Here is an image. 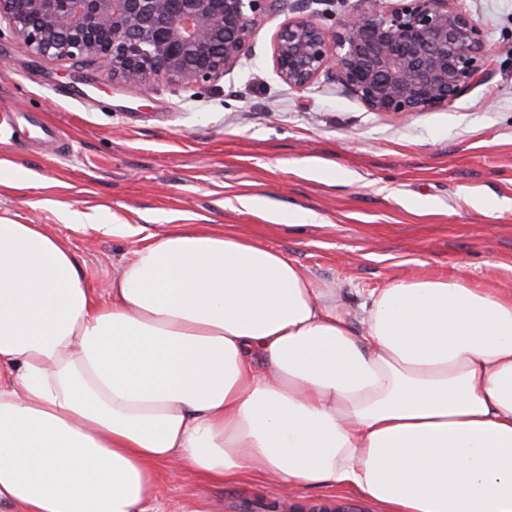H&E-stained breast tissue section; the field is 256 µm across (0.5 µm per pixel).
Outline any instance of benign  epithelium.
Listing matches in <instances>:
<instances>
[{
    "mask_svg": "<svg viewBox=\"0 0 512 512\" xmlns=\"http://www.w3.org/2000/svg\"><path fill=\"white\" fill-rule=\"evenodd\" d=\"M336 28L288 16L290 0H0V19L35 55L96 65L149 87L214 83L252 55L262 18L286 15L272 43L280 80L304 89L334 75L371 112H434L480 77L491 54L450 0H361Z\"/></svg>",
    "mask_w": 512,
    "mask_h": 512,
    "instance_id": "benign-epithelium-1",
    "label": "benign epithelium"
}]
</instances>
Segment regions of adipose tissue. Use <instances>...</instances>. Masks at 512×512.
<instances>
[{
    "mask_svg": "<svg viewBox=\"0 0 512 512\" xmlns=\"http://www.w3.org/2000/svg\"><path fill=\"white\" fill-rule=\"evenodd\" d=\"M361 323L232 232L140 247L102 300L42 225L0 219V512H147L161 465L512 512V296L403 279Z\"/></svg>",
    "mask_w": 512,
    "mask_h": 512,
    "instance_id": "adipose-tissue-1",
    "label": "adipose tissue"
}]
</instances>
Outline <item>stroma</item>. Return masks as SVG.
I'll list each match as a JSON object with an SVG mask.
<instances>
[{
  "label": "stroma",
  "mask_w": 512,
  "mask_h": 512,
  "mask_svg": "<svg viewBox=\"0 0 512 512\" xmlns=\"http://www.w3.org/2000/svg\"><path fill=\"white\" fill-rule=\"evenodd\" d=\"M481 27L491 59L447 107L409 116L368 109L319 77L292 89L273 70L282 16L258 25L251 59L224 80L150 90L96 66L32 54L0 28V217L39 224L73 253L83 285L103 294L135 250L190 224L231 230L284 254L336 291L354 331L369 293L414 275L464 273L512 292V0H455ZM309 221L275 224L242 208ZM88 218L82 231L73 216ZM130 224L133 235L100 232ZM151 512L210 499L217 512H381L361 493L247 475L230 483L158 468Z\"/></svg>",
  "instance_id": "35a3bbf8"
}]
</instances>
